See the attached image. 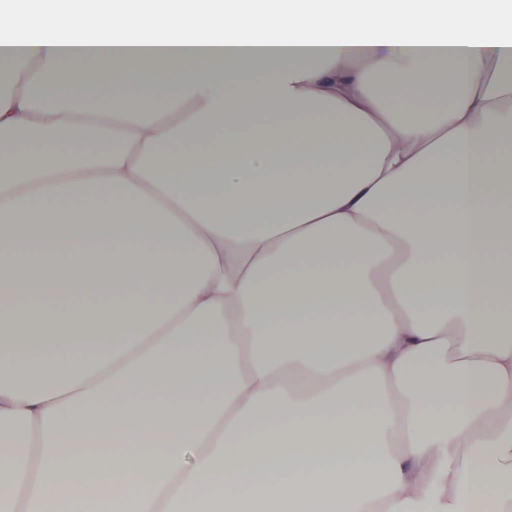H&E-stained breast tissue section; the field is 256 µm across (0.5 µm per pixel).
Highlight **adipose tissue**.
<instances>
[{
    "label": "adipose tissue",
    "instance_id": "1",
    "mask_svg": "<svg viewBox=\"0 0 512 512\" xmlns=\"http://www.w3.org/2000/svg\"><path fill=\"white\" fill-rule=\"evenodd\" d=\"M61 2L0 11V512H512V13Z\"/></svg>",
    "mask_w": 512,
    "mask_h": 512
}]
</instances>
